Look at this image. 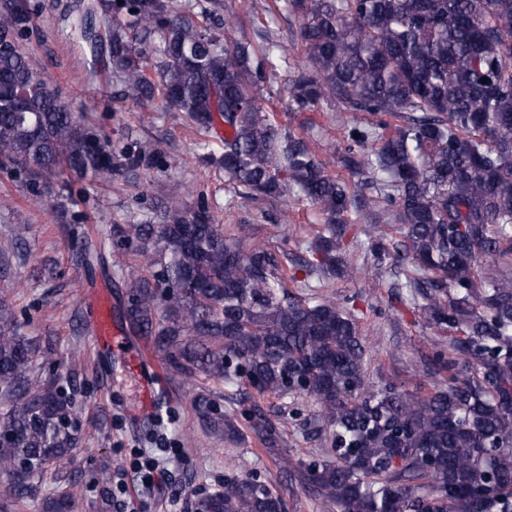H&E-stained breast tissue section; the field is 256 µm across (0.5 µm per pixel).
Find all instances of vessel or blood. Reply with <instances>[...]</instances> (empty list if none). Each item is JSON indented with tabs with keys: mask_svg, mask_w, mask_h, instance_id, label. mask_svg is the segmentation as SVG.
<instances>
[{
	"mask_svg": "<svg viewBox=\"0 0 512 512\" xmlns=\"http://www.w3.org/2000/svg\"><path fill=\"white\" fill-rule=\"evenodd\" d=\"M88 309L89 332L94 352L124 361L139 374L141 407L144 411H153L158 382L153 371L146 367L145 351L133 344L127 328L121 326L107 299L95 297L90 301Z\"/></svg>",
	"mask_w": 512,
	"mask_h": 512,
	"instance_id": "vessel-or-blood-1",
	"label": "vessel or blood"
}]
</instances>
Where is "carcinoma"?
<instances>
[{
	"label": "carcinoma",
	"instance_id": "1",
	"mask_svg": "<svg viewBox=\"0 0 512 512\" xmlns=\"http://www.w3.org/2000/svg\"><path fill=\"white\" fill-rule=\"evenodd\" d=\"M217 6L206 0L190 17L171 0H68L61 18L94 59L89 82L103 67L141 102L161 103L174 119L184 113L205 134L224 124L221 151L204 160L241 197L274 198L288 185L322 210L312 259L299 264L306 277L359 278L340 248L346 216L388 206L402 237L395 287L448 340L425 357V374L442 384L368 385L358 321L333 299L285 294L288 250H240L251 226L226 237L203 202L117 230L112 259L131 332L188 380L311 399L328 460H300L298 471L336 512H512V0H289L306 65L287 95L297 110L329 102L355 117L342 163L372 179L362 202L329 172L333 159L258 104L271 55L286 64L288 47L224 43L214 29L232 19ZM33 15L31 0H0V169L23 173L37 205L41 183L65 170L106 182L162 168L153 144H111L48 87L21 44ZM69 245L79 265L105 267V244L74 232ZM129 249L154 253L158 270L143 275ZM62 365L55 344L23 333L0 298V471L15 498L37 491L80 442ZM46 367L55 374L42 379ZM247 399L252 431L276 447L279 427ZM192 407L207 434L240 436L211 395L195 394ZM79 490L75 478L58 484L44 512H68ZM201 507L287 512L277 488L252 472Z\"/></svg>",
	"mask_w": 512,
	"mask_h": 512
}]
</instances>
